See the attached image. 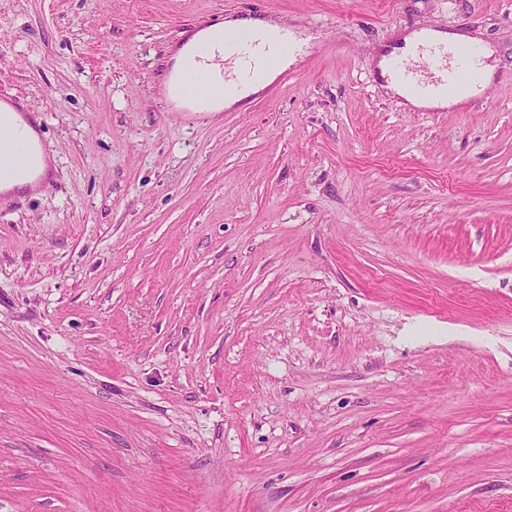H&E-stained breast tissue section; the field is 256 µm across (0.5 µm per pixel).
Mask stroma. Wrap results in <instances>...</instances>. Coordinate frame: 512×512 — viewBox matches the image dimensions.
<instances>
[{"mask_svg":"<svg viewBox=\"0 0 512 512\" xmlns=\"http://www.w3.org/2000/svg\"><path fill=\"white\" fill-rule=\"evenodd\" d=\"M230 16L309 40L221 112L163 90ZM490 48L467 107L378 56ZM0 512H512V0H0ZM418 38V34L415 32L409 33L404 37V45L392 50L389 55H385L380 63V69L382 71V76L387 78L388 89L398 96L404 98L408 103L417 106V107H427V108H452L458 105L461 101L459 97H450V96H431V97H419L411 94L404 86L394 82L390 78L387 77L386 72V61L389 56L402 53L406 47L410 44L416 42ZM0 112V134L2 133L4 139L12 142L15 132L21 131L24 133L34 149L36 168L39 171L48 170L49 158L42 148L38 134L30 128L25 119L18 112H15L9 104H2Z\"/></svg>","mask_w":512,"mask_h":512,"instance_id":"obj_1","label":"stroma"}]
</instances>
